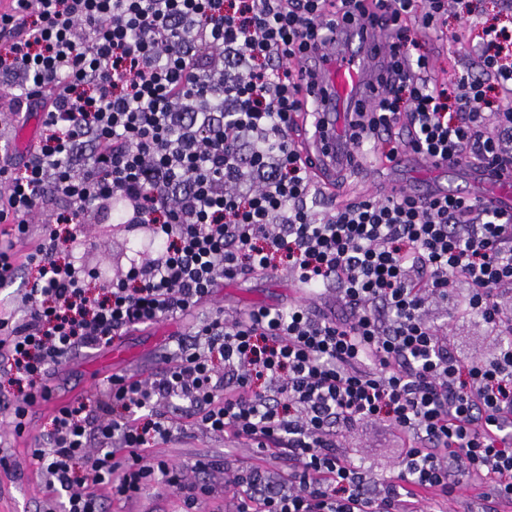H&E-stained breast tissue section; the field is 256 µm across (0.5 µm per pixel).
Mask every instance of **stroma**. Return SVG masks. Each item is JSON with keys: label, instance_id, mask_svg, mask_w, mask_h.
I'll return each mask as SVG.
<instances>
[{"label": "stroma", "instance_id": "35a3bbf8", "mask_svg": "<svg viewBox=\"0 0 512 512\" xmlns=\"http://www.w3.org/2000/svg\"><path fill=\"white\" fill-rule=\"evenodd\" d=\"M478 41V35L471 34L456 43L446 39L445 34L433 31L420 37L421 48L432 54L437 72L447 75L476 62L473 48ZM80 240V246L75 247L67 238H59L60 256L76 254L87 270L98 272L106 279L124 273L128 256L149 245L148 239L127 232L109 213L88 217ZM298 296L287 276L279 272L230 281L220 286L211 302L190 316L128 331L111 346L98 351L77 352L52 372L49 384L54 390V399L37 403L29 415L27 430L20 436L13 434L8 425L9 409L5 400L11 397L13 390L0 389V445L7 448L11 456L10 469H0V512H42L49 491L30 459L29 450L35 439L48 432L55 404L77 397L99 400L106 376L115 372L148 376L161 356L175 350L177 340L190 338L195 323L218 311L284 306ZM429 317L447 327L450 344L461 357L486 356L499 346L498 338L490 334L479 319L463 317L456 305L432 308ZM344 445L380 477L396 473L404 453L399 433L384 422L360 425L346 434ZM157 450L176 465L191 464L199 458L212 460L213 465L204 478L216 487L217 493L209 502L208 512H234V491L225 488L224 483L236 470L257 463L278 474L288 468L285 459L258 460L253 450L242 444L227 450L223 437L206 435L193 428L182 437L158 445ZM180 506V498L173 489L155 485L133 498L105 502L106 512H178Z\"/></svg>", "mask_w": 512, "mask_h": 512}]
</instances>
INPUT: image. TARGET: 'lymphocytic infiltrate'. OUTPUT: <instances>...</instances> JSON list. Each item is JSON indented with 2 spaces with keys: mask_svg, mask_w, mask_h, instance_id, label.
Masks as SVG:
<instances>
[{
  "mask_svg": "<svg viewBox=\"0 0 512 512\" xmlns=\"http://www.w3.org/2000/svg\"><path fill=\"white\" fill-rule=\"evenodd\" d=\"M447 13L448 0H12L0 14L14 90L0 125L43 114L27 160L0 159V286L37 271L22 315L0 316L15 434L78 351L187 315L227 281L280 271L300 292L197 324L147 378L108 376L97 407L57 405L30 450L54 496L45 512H104L97 487L130 498L159 478L182 512H205L214 487L156 450L186 418L287 459L283 477L237 471L236 512H422L464 491L512 503V312L498 302L512 293V211L447 191L319 210L290 135L297 61L368 20L396 39L353 144L512 172V107L489 98L512 95V0L478 24V72L443 82L409 27L440 30ZM113 208L158 241L122 279L89 286L54 230L16 250L35 217L80 225ZM461 284L501 340L494 358L460 359L427 318ZM377 419L406 445L380 479L342 446Z\"/></svg>",
  "mask_w": 512,
  "mask_h": 512,
  "instance_id": "lymphocytic-infiltrate-1",
  "label": "lymphocytic infiltrate"
}]
</instances>
